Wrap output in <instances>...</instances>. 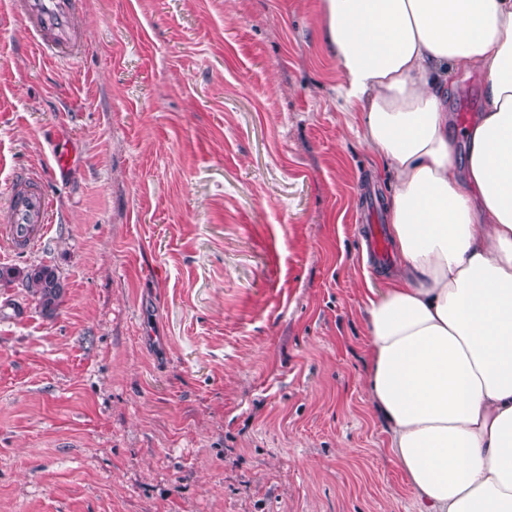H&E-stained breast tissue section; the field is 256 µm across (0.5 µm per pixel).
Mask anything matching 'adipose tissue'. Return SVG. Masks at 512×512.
<instances>
[{
    "label": "adipose tissue",
    "mask_w": 512,
    "mask_h": 512,
    "mask_svg": "<svg viewBox=\"0 0 512 512\" xmlns=\"http://www.w3.org/2000/svg\"><path fill=\"white\" fill-rule=\"evenodd\" d=\"M339 93L394 184L367 391L421 512H512V0H320ZM489 107L457 162L448 87Z\"/></svg>",
    "instance_id": "obj_1"
}]
</instances>
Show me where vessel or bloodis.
Here are the masks:
<instances>
[{"label":"vessel or blood","instance_id":"1","mask_svg":"<svg viewBox=\"0 0 512 512\" xmlns=\"http://www.w3.org/2000/svg\"><path fill=\"white\" fill-rule=\"evenodd\" d=\"M5 6L24 21L43 57L65 61L86 50L88 37L80 0H6ZM50 210L43 176H17L0 209V240L15 251L30 250L46 234Z\"/></svg>","mask_w":512,"mask_h":512}]
</instances>
